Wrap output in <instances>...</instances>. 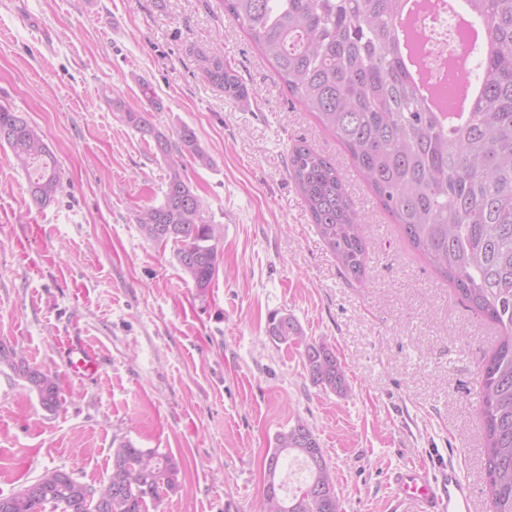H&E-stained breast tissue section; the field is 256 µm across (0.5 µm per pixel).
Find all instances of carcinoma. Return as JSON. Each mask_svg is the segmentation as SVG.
Listing matches in <instances>:
<instances>
[{
	"label": "carcinoma",
	"mask_w": 512,
	"mask_h": 512,
	"mask_svg": "<svg viewBox=\"0 0 512 512\" xmlns=\"http://www.w3.org/2000/svg\"><path fill=\"white\" fill-rule=\"evenodd\" d=\"M487 40L478 85L457 68L440 84L405 72L400 52L414 49L418 29L402 38L403 0H224V12L245 28L289 95L312 112L345 149L352 165L391 214L402 236L453 285L461 300L499 329L493 354L482 366L479 414L486 447L484 469L491 512H512V0H467ZM214 86L244 97L238 76L224 59L189 47ZM117 110L142 136L150 137L167 164L163 200L136 215L144 234L173 243L183 270L203 291L219 272L218 229L199 196L182 177V156L150 121L146 109L121 101ZM178 139L195 162L211 164L195 132L181 127ZM15 164L36 168L32 200L44 206L62 189L58 160L36 128L19 112L0 106V146ZM288 173L327 247L345 273L362 281L368 251L365 218L353 207L343 174L305 141L288 153ZM269 335L302 347L311 383L338 396L349 391L331 345L311 341L290 315L272 317ZM25 376L33 369L0 343V364ZM45 408L60 405L54 374L41 380ZM294 455L308 477L286 509L267 492L279 493L281 458ZM179 465L170 455L126 441L112 450V491L95 487L100 512H149L161 492L178 486ZM79 480H57L50 494L11 501L0 512H87ZM263 512H342L336 477L318 439L298 419L279 432L266 462Z\"/></svg>",
	"instance_id": "carcinoma-1"
}]
</instances>
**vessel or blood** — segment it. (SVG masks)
Returning <instances> with one entry per match:
<instances>
[{
  "label": "vessel or blood",
  "instance_id": "1",
  "mask_svg": "<svg viewBox=\"0 0 512 512\" xmlns=\"http://www.w3.org/2000/svg\"><path fill=\"white\" fill-rule=\"evenodd\" d=\"M67 363L80 374L98 367L96 358L79 345L70 347ZM395 499L398 507H418L422 512H473V486L452 465L436 476L417 466L403 468L396 477Z\"/></svg>",
  "mask_w": 512,
  "mask_h": 512
}]
</instances>
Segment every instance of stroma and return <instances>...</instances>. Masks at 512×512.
<instances>
[{"instance_id": "stroma-1", "label": "stroma", "mask_w": 512, "mask_h": 512, "mask_svg": "<svg viewBox=\"0 0 512 512\" xmlns=\"http://www.w3.org/2000/svg\"><path fill=\"white\" fill-rule=\"evenodd\" d=\"M223 55L247 89L204 79L189 48ZM151 83L156 129L192 128L210 166L185 178L221 233L217 277L198 290L173 245L135 220L160 203L165 165L114 103ZM0 105L43 134L63 174L44 207L0 147V342L55 372L61 405L0 370V497L46 470L98 485L122 441L172 455L161 512H259L277 433L305 421L343 512H393V472L455 464L487 503L481 366L498 330L401 235L343 147L293 99L223 0H0ZM306 141L342 169L366 218L362 281L347 279L288 175ZM291 315L325 341L349 383H311ZM79 342L102 362L74 375Z\"/></svg>"}]
</instances>
